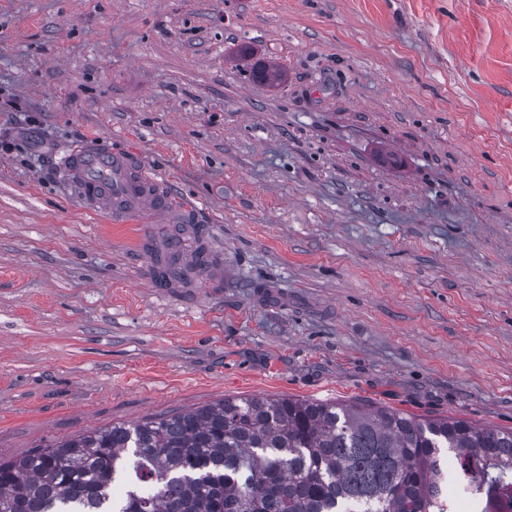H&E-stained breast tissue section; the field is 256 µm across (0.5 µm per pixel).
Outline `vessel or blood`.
I'll return each instance as SVG.
<instances>
[{
	"instance_id": "vessel-or-blood-1",
	"label": "vessel or blood",
	"mask_w": 512,
	"mask_h": 512,
	"mask_svg": "<svg viewBox=\"0 0 512 512\" xmlns=\"http://www.w3.org/2000/svg\"><path fill=\"white\" fill-rule=\"evenodd\" d=\"M69 187L86 206L115 224L187 223L188 206L177 205L166 183L133 151H119L105 140L74 145L63 159Z\"/></svg>"
}]
</instances>
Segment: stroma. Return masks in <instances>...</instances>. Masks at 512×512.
<instances>
[{
	"instance_id": "1",
	"label": "stroma",
	"mask_w": 512,
	"mask_h": 512,
	"mask_svg": "<svg viewBox=\"0 0 512 512\" xmlns=\"http://www.w3.org/2000/svg\"><path fill=\"white\" fill-rule=\"evenodd\" d=\"M0 129V458L247 395L512 429V0H0ZM99 136L221 284L84 207Z\"/></svg>"
}]
</instances>
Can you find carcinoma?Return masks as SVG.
<instances>
[{
  "label": "carcinoma",
  "mask_w": 512,
  "mask_h": 512,
  "mask_svg": "<svg viewBox=\"0 0 512 512\" xmlns=\"http://www.w3.org/2000/svg\"><path fill=\"white\" fill-rule=\"evenodd\" d=\"M450 487L471 512H512V430L254 395L0 459V512H453Z\"/></svg>",
  "instance_id": "carcinoma-1"
}]
</instances>
